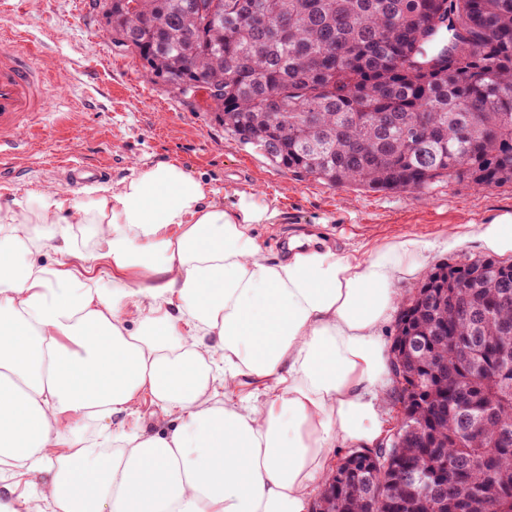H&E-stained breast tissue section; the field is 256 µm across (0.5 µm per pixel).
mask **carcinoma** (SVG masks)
Returning a JSON list of instances; mask_svg holds the SVG:
<instances>
[{"instance_id": "1", "label": "carcinoma", "mask_w": 512, "mask_h": 512, "mask_svg": "<svg viewBox=\"0 0 512 512\" xmlns=\"http://www.w3.org/2000/svg\"><path fill=\"white\" fill-rule=\"evenodd\" d=\"M112 42L175 94L207 79L224 133L330 186L512 185V0H103ZM448 358V421L427 447L403 420L383 461L448 481L409 491L359 457L315 512H512V263L442 264L400 312ZM357 450V453L364 452Z\"/></svg>"}]
</instances>
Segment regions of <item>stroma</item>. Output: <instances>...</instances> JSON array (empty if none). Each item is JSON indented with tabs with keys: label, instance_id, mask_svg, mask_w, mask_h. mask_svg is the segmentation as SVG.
Returning a JSON list of instances; mask_svg holds the SVG:
<instances>
[{
	"label": "stroma",
	"instance_id": "obj_1",
	"mask_svg": "<svg viewBox=\"0 0 512 512\" xmlns=\"http://www.w3.org/2000/svg\"><path fill=\"white\" fill-rule=\"evenodd\" d=\"M17 3L14 12L0 14V32L26 33L41 46L42 63L69 87L68 100L53 101L51 109L72 119L63 130L47 125L27 153L13 160L0 177V204L38 189L83 199L82 190L63 183L60 165L69 160L107 166L115 183L133 164L175 159L217 191L225 208L245 194L278 210L274 223L255 227L265 256L285 254L292 237L309 232L358 256L374 244L412 236L433 245L423 265L427 271L486 255L474 237L450 252L439 248L449 225L512 215L511 185L477 191L444 182L423 193L371 191L277 168L225 134L203 100L190 105L175 97L115 47L95 0Z\"/></svg>",
	"mask_w": 512,
	"mask_h": 512
}]
</instances>
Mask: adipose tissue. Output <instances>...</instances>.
Returning <instances> with one entry per match:
<instances>
[{
	"instance_id": "1",
	"label": "adipose tissue",
	"mask_w": 512,
	"mask_h": 512,
	"mask_svg": "<svg viewBox=\"0 0 512 512\" xmlns=\"http://www.w3.org/2000/svg\"><path fill=\"white\" fill-rule=\"evenodd\" d=\"M84 193L0 205V465L45 476L9 512H309L342 446L387 428L380 328L429 243L269 258L276 211L225 209L174 161ZM472 235L510 254L512 216L441 246ZM143 392L176 427L125 430Z\"/></svg>"
}]
</instances>
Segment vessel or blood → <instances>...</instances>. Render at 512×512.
I'll list each match as a JSON object with an SVG mask.
<instances>
[{"mask_svg":"<svg viewBox=\"0 0 512 512\" xmlns=\"http://www.w3.org/2000/svg\"><path fill=\"white\" fill-rule=\"evenodd\" d=\"M12 47L0 48V161L24 154L40 138L52 98H65L68 86L51 75L38 51L23 36ZM68 187L76 188L107 176L103 167L65 163Z\"/></svg>","mask_w":512,"mask_h":512,"instance_id":"1","label":"vessel or blood"}]
</instances>
